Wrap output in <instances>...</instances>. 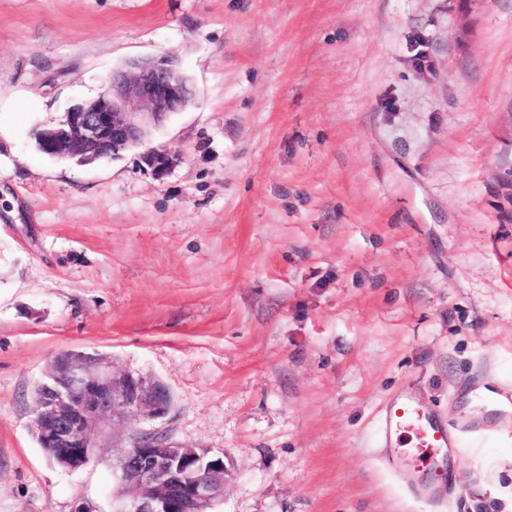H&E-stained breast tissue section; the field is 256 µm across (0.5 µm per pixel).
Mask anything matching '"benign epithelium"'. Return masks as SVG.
Returning <instances> with one entry per match:
<instances>
[{"label": "benign epithelium", "instance_id": "7a95c632", "mask_svg": "<svg viewBox=\"0 0 512 512\" xmlns=\"http://www.w3.org/2000/svg\"><path fill=\"white\" fill-rule=\"evenodd\" d=\"M192 97L174 55L135 58L112 71L95 99L73 105L56 126L32 136L44 154L58 160H113L143 145L150 129L183 111ZM142 159L159 177L172 156L148 149ZM171 406L163 383L116 373L94 355L67 351L52 360L40 383L30 429L51 449V463L76 470L90 462L96 440L115 424L160 418ZM121 469L132 492L128 512H210L224 495V453L155 432L132 437Z\"/></svg>", "mask_w": 512, "mask_h": 512}]
</instances>
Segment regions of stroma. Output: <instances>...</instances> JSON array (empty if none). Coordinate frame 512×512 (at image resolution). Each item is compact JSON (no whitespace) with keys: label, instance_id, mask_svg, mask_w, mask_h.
<instances>
[{"label":"stroma","instance_id":"obj_1","mask_svg":"<svg viewBox=\"0 0 512 512\" xmlns=\"http://www.w3.org/2000/svg\"><path fill=\"white\" fill-rule=\"evenodd\" d=\"M193 101L89 165L36 150L116 66ZM0 512H124L139 431L224 455L211 512H429L377 460L402 390L483 432L446 512H503L512 412V0H0ZM64 350L164 383L162 418L52 464L29 429Z\"/></svg>","mask_w":512,"mask_h":512}]
</instances>
